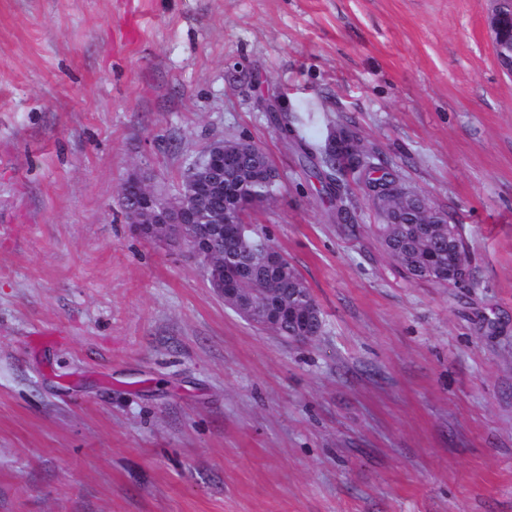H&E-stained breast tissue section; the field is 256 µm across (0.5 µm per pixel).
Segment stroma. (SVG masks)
<instances>
[{
  "mask_svg": "<svg viewBox=\"0 0 512 512\" xmlns=\"http://www.w3.org/2000/svg\"><path fill=\"white\" fill-rule=\"evenodd\" d=\"M488 0H0V512H512V77ZM353 128L470 248L414 281L266 109ZM326 328L225 308L122 209L216 138Z\"/></svg>",
  "mask_w": 512,
  "mask_h": 512,
  "instance_id": "obj_1",
  "label": "stroma"
}]
</instances>
